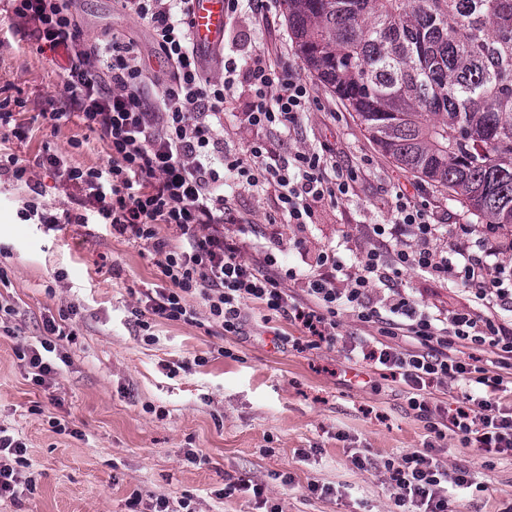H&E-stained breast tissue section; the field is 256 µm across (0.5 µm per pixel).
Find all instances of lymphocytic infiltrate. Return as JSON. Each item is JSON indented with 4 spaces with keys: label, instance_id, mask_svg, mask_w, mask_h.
Wrapping results in <instances>:
<instances>
[{
    "label": "lymphocytic infiltrate",
    "instance_id": "f902f5d3",
    "mask_svg": "<svg viewBox=\"0 0 512 512\" xmlns=\"http://www.w3.org/2000/svg\"><path fill=\"white\" fill-rule=\"evenodd\" d=\"M11 2L40 52L63 59L68 101L111 152L107 168H74L68 179L97 202L96 223L129 234L157 255L166 286L149 296L152 314L192 321L189 299L198 294L213 321L236 333L244 303L256 301L288 316L304 335L332 344L339 314L353 313L376 324L377 334L351 343L352 358L390 372L421 408L445 381L463 382L461 398L440 425L483 454L512 453V405L501 399L512 393V327L498 318L499 312H512V266L495 260L512 251L511 239L499 237L491 224L476 237L464 224L463 245L447 253L432 244L438 226L426 205L400 189L392 223L373 229L390 242V250L359 255L358 272L332 251L322 254L318 271L282 268L271 247L255 242L257 225L245 221L239 235H225L232 219L225 174L241 187H275L273 223L310 224L319 203L352 193L360 171L337 165L336 148L328 142L288 155L262 143L243 154L225 150L218 129L240 79H247L252 94L251 124L287 136L308 111L311 89L281 55L259 50L242 66L231 57L224 61L222 80L204 78L191 34L192 0H118L126 14L150 25L157 55L171 72L169 83L152 92L136 63L134 43L116 35L84 38L72 0ZM160 224L170 230V240L158 238ZM248 248L259 250L260 260L244 259ZM408 271L463 284L472 308L449 315L421 309L399 288ZM287 279L298 293L284 288ZM389 336L406 337L410 348L391 347L385 342ZM26 452L24 442L0 428V498L27 489L21 473ZM388 471L394 503L403 512H448L447 498L438 494L441 483H473L468 472L448 474L418 451L404 454Z\"/></svg>",
    "mask_w": 512,
    "mask_h": 512
}]
</instances>
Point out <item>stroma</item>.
<instances>
[{
	"mask_svg": "<svg viewBox=\"0 0 512 512\" xmlns=\"http://www.w3.org/2000/svg\"><path fill=\"white\" fill-rule=\"evenodd\" d=\"M84 37L110 31L132 38L156 79L150 26L124 14L114 0H73ZM237 61L263 48L280 49L296 70L283 13L256 21L243 9L224 30ZM316 99L290 137L249 124L250 95L239 89L224 105L226 149L243 153L255 142L288 153L321 142L336 145V162L362 168L349 197L319 204L311 224H273L277 194L230 195L234 216L258 224L264 243L280 245L283 264L312 269L319 254L341 258L371 247V228L392 221L397 188L429 203L447 225L443 247L457 243L458 225L473 218L447 191L405 172L383 156L355 117L312 74ZM65 73L40 53L9 0H0V106L11 125L0 128V156L18 158L23 181L0 182V426L27 447L33 492L0 500V512H149L157 498L190 500L194 512H394L384 464L412 451L447 470H469L474 487L445 484L454 512H512V457L483 455L458 435L438 437L432 421L409 404L407 387L348 359L352 341L372 324L345 314L333 345L316 344L283 317L266 318L247 302L236 333L212 322L207 302L194 297L193 322L153 315L146 303L165 282L150 248L105 224H64L63 213L95 210L74 201L65 170L101 169L107 145L81 119L54 122L68 108ZM58 154L62 169L43 165ZM37 200L53 224L25 221ZM428 311L468 306L464 286L416 272L402 280ZM73 333L43 358L57 368L35 385L23 351L39 347L46 319ZM195 454L196 463L186 460ZM362 467H355L353 457ZM262 484L264 494L227 493L229 483Z\"/></svg>",
	"mask_w": 512,
	"mask_h": 512,
	"instance_id": "stroma-1",
	"label": "stroma"
}]
</instances>
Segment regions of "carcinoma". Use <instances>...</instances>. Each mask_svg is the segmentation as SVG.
I'll use <instances>...</instances> for the list:
<instances>
[{"mask_svg":"<svg viewBox=\"0 0 512 512\" xmlns=\"http://www.w3.org/2000/svg\"><path fill=\"white\" fill-rule=\"evenodd\" d=\"M306 69L397 167L512 231V0H281Z\"/></svg>","mask_w":512,"mask_h":512,"instance_id":"obj_1","label":"carcinoma"}]
</instances>
